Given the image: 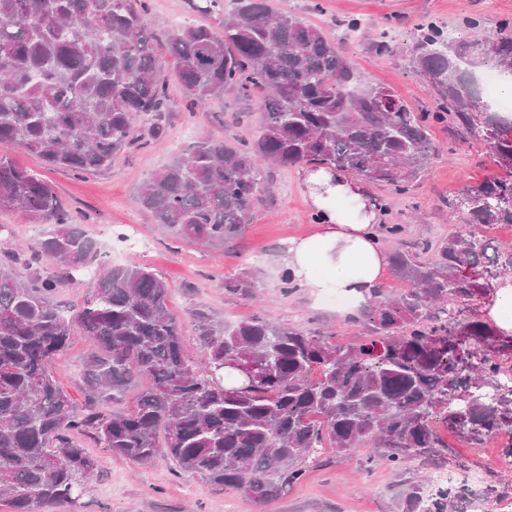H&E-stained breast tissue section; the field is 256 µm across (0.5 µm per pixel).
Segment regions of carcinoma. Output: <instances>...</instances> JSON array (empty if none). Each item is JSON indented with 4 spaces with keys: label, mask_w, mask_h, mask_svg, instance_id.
I'll return each mask as SVG.
<instances>
[{
    "label": "carcinoma",
    "mask_w": 512,
    "mask_h": 512,
    "mask_svg": "<svg viewBox=\"0 0 512 512\" xmlns=\"http://www.w3.org/2000/svg\"><path fill=\"white\" fill-rule=\"evenodd\" d=\"M143 0H0V143L73 175L112 168L134 141V122L159 128L166 94ZM416 71L440 111L413 112L389 86L362 80L329 33L268 0H237L212 27L170 33L168 51L187 108L206 107L253 86L267 91L260 130L249 141L208 135L152 173L139 204L173 237L213 246L238 238L270 189L269 166H326L405 191L438 153L429 123L487 145L499 174L462 186L448 203L470 226L444 241L435 260L392 256L408 288L378 287L361 305L369 340L337 345L257 314L227 323L196 307L193 336L169 305L170 289L136 262L113 265L75 223L54 188L0 156V210L19 211L47 234L32 258L0 254V501L12 512H66L98 470L77 441L139 463L158 457L219 490L269 504L299 483L326 451L372 438L386 464L447 447L437 420L474 443L499 436L512 466V335L465 317L512 269L487 235L512 226V117L484 101L478 68L512 78V25L493 37L457 39L417 25ZM49 254L54 276L19 275ZM92 274L84 302L55 300ZM224 290L254 294L250 271L220 276ZM80 332L96 350L80 376L90 402L77 411L55 366ZM203 351L211 369L197 370ZM470 489L455 481L403 491L400 512H460Z\"/></svg>",
    "instance_id": "1"
}]
</instances>
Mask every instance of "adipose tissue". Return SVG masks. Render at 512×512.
Returning <instances> with one entry per match:
<instances>
[{
  "instance_id": "obj_1",
  "label": "adipose tissue",
  "mask_w": 512,
  "mask_h": 512,
  "mask_svg": "<svg viewBox=\"0 0 512 512\" xmlns=\"http://www.w3.org/2000/svg\"><path fill=\"white\" fill-rule=\"evenodd\" d=\"M303 183L318 226L310 236L289 240L283 268L311 295L330 288L364 302L388 267L375 233L374 203L360 180L325 168L307 170Z\"/></svg>"
}]
</instances>
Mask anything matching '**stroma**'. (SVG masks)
<instances>
[{"label":"stroma","instance_id":"1","mask_svg":"<svg viewBox=\"0 0 512 512\" xmlns=\"http://www.w3.org/2000/svg\"><path fill=\"white\" fill-rule=\"evenodd\" d=\"M313 1L269 0V4L275 12L299 15L327 30L341 44L357 74L393 88L418 112L436 111L438 104L435 89L412 64L418 23L432 21L455 38L467 39L477 32L495 34L503 22H512V0H318L323 5L319 11L313 9ZM193 2L146 0L161 64L160 80L168 98L159 132H149L146 118L137 119L136 139L111 169L80 176L48 168L12 145L0 144V155L42 175L112 263L136 262L156 271L171 290V308L177 315L203 305L228 322L260 314L339 344L360 342L366 334L363 322L354 315L340 316L334 294L316 301L308 289L287 291L280 282L281 241L306 237L317 228L302 181L303 167L271 168L272 188L252 212L243 237L221 246L204 248L172 238L163 226L150 223L137 204L141 183L189 144L209 133L250 139L258 129L260 114L253 98L228 97L188 116L167 53V37L182 25H217L222 12L232 5V0H219L216 11L198 12ZM351 16L360 18L362 27L349 36L340 22ZM385 31L393 36L392 51L379 56L371 43ZM431 137L439 147L438 155L409 190L399 193L383 185H363L365 194L383 205L379 223L403 227L399 238L381 239L386 253L416 245L433 250L449 235L464 231L446 201L463 185L483 181L493 173L481 142L453 139L448 124L438 122L431 126ZM248 269L260 272L254 296L225 292L219 275ZM94 347L93 340L75 334L55 370L60 387L79 408L85 406L86 397L78 371ZM447 440L448 450L413 457L397 470L376 461V448L370 441L342 455L327 453L303 481L269 505L252 503L231 488L215 491L199 477L177 474L164 458L142 464L99 448L95 454L100 469L74 512H224L228 505L235 512H397L398 498L408 484L461 464L481 480L499 483L512 493V470L504 466L498 445L485 442L475 447L452 433Z\"/></svg>","mask_w":512,"mask_h":512}]
</instances>
